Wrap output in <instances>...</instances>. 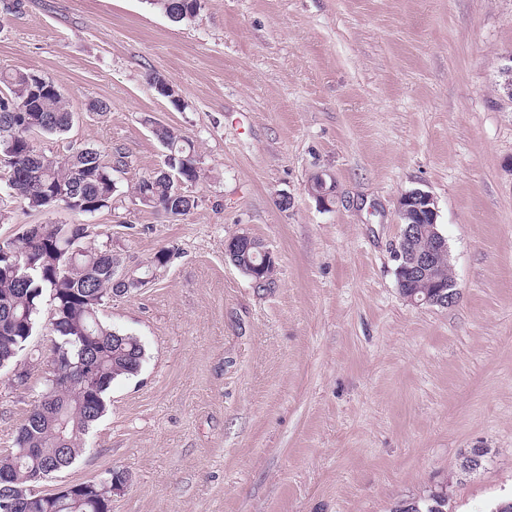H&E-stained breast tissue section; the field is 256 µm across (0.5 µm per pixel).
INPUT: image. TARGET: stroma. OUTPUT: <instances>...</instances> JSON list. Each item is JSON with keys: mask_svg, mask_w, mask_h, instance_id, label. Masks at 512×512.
Wrapping results in <instances>:
<instances>
[{"mask_svg": "<svg viewBox=\"0 0 512 512\" xmlns=\"http://www.w3.org/2000/svg\"><path fill=\"white\" fill-rule=\"evenodd\" d=\"M511 61L512 0H201L181 24L148 0H0V68L45 76L75 115L35 147L120 146L131 160L92 215L28 210L0 180V241L83 223L122 273L175 252L105 304L146 360L44 490L114 469L128 481L112 512H391L450 475L452 512L511 499ZM94 99L110 112L88 111ZM157 124L189 138L203 168L184 216L134 194L167 154ZM317 175L335 187L329 205L308 190ZM413 189L434 196L447 238L446 308L396 283L399 199ZM242 232L271 250L273 287L226 260ZM50 318L43 303L0 369V455L47 389ZM472 448L491 459L460 473Z\"/></svg>", "mask_w": 512, "mask_h": 512, "instance_id": "stroma-1", "label": "stroma"}]
</instances>
